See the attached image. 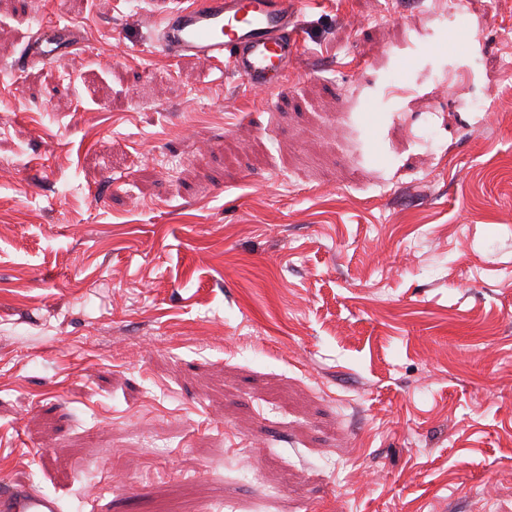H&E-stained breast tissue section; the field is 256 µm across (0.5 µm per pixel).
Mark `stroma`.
<instances>
[{
    "mask_svg": "<svg viewBox=\"0 0 512 512\" xmlns=\"http://www.w3.org/2000/svg\"><path fill=\"white\" fill-rule=\"evenodd\" d=\"M444 2L306 0L258 94L150 51L171 0H0V482L512 512V0ZM76 34L69 25L41 24L27 43L23 55L16 62V70H22L31 61L56 62L68 60L74 50Z\"/></svg>",
    "mask_w": 512,
    "mask_h": 512,
    "instance_id": "obj_1",
    "label": "stroma"
}]
</instances>
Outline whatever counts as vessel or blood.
Wrapping results in <instances>:
<instances>
[{"label": "vessel or blood", "mask_w": 512, "mask_h": 512, "mask_svg": "<svg viewBox=\"0 0 512 512\" xmlns=\"http://www.w3.org/2000/svg\"><path fill=\"white\" fill-rule=\"evenodd\" d=\"M153 45L177 60L221 64L250 89L283 85L297 56L303 16L296 0H190L158 17ZM76 34L68 25L43 24L17 68L69 59ZM0 512H61L57 498L27 483L0 484Z\"/></svg>", "instance_id": "obj_1"}]
</instances>
